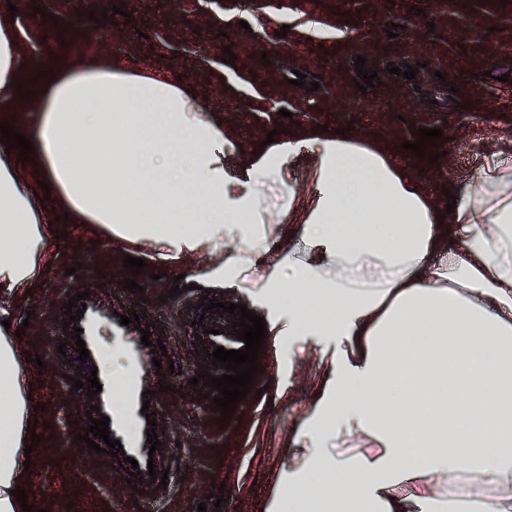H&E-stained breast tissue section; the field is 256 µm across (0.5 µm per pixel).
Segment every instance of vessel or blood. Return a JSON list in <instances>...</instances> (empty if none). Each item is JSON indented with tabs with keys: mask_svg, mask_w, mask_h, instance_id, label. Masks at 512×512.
<instances>
[{
	"mask_svg": "<svg viewBox=\"0 0 512 512\" xmlns=\"http://www.w3.org/2000/svg\"><path fill=\"white\" fill-rule=\"evenodd\" d=\"M197 299H186L181 303L183 324L203 320L212 332L204 336L203 343L208 349L224 347L228 350L242 349L243 344L236 337L223 335L225 320L218 314H202L197 308ZM136 309L135 304L123 293L112 287L105 286L90 296L86 302V310L79 321L78 329H66L63 339L66 343L65 352L72 366L83 369L97 367V378L102 386L101 392L95 396V404L102 415L109 419L111 439L121 442L122 448L118 457H123V464H116V457H107V465L117 466L120 475H128L132 469L146 471L154 467L158 476L171 469L172 462L163 457H149L147 434L150 427L142 410L144 399L142 389L148 384H157L156 368L152 362L150 348L144 347L141 334L133 326L119 323L120 316L130 315ZM112 338L123 352L126 370L123 377L116 378L103 371L105 355V338ZM83 340L90 356L80 360L75 350L76 340ZM156 480L144 481L143 493L137 501L141 512H156L155 493L159 487Z\"/></svg>",
	"mask_w": 512,
	"mask_h": 512,
	"instance_id": "obj_1",
	"label": "vessel or blood"
}]
</instances>
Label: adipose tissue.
I'll return each mask as SVG.
<instances>
[{"label":"adipose tissue","instance_id":"ef3b65f1","mask_svg":"<svg viewBox=\"0 0 512 512\" xmlns=\"http://www.w3.org/2000/svg\"><path fill=\"white\" fill-rule=\"evenodd\" d=\"M76 63L20 64L0 18V108L28 109L32 156L80 223L174 253L219 246L228 224L260 223L262 190L307 153L314 193L284 196L305 247L290 287L316 309L288 312L289 335L336 337L332 379L297 436L306 454L272 512H512V149L485 163L446 210L366 139L319 132L251 156L224 179L223 129L179 86L134 76L84 52L98 34L71 30ZM52 233L34 186L0 150V512L27 472L34 423L24 348L5 329L46 266ZM458 238L459 247L448 245ZM364 435L371 459L331 455L328 439ZM495 495L450 499L461 473Z\"/></svg>","mask_w":512,"mask_h":512}]
</instances>
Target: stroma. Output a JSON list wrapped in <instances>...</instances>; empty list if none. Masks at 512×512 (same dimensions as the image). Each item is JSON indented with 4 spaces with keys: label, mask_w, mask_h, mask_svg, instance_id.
Masks as SVG:
<instances>
[{
    "label": "stroma",
    "mask_w": 512,
    "mask_h": 512,
    "mask_svg": "<svg viewBox=\"0 0 512 512\" xmlns=\"http://www.w3.org/2000/svg\"><path fill=\"white\" fill-rule=\"evenodd\" d=\"M12 4L29 71L51 59L69 61L60 40L77 24L78 14L120 7L113 22L98 26L97 52L154 79L179 81L193 103L205 106L228 139V181L238 178L244 160L258 153L277 127L299 139L324 126L349 128L354 137L393 146L398 163L438 199L462 189L494 152L512 148V0H0V15ZM37 7L50 13L45 27L58 33V41H45L30 27ZM303 16L319 20L323 31L301 28ZM391 23L400 27L394 38L386 33ZM283 26L287 36L276 37ZM270 49L278 66L261 58ZM229 50L235 63L224 60ZM359 57L380 79L363 92L354 82ZM390 64L417 66L415 80L388 73ZM298 72L318 82V90L292 85ZM421 127L443 133L429 145L440 155L436 163L404 148L416 142ZM290 185L311 194L307 156H299L264 188L265 212L279 209ZM42 208L57 214L60 239L47 242L53 264L16 313L17 320L29 322L23 342L34 358L29 368L42 407L25 486L28 502L39 512H111L116 505L139 512L124 479L107 477L103 458L76 439L90 401L85 390L73 387L78 370L62 374L49 350L62 297L107 284L120 289L125 278H134L144 288L143 308L156 331L185 343L202 328L188 329L181 322L180 299L170 293L180 275L185 283L246 305L267 325H281L288 321V309L272 296L288 284L287 258L301 248V227L250 225L253 257L230 268L226 261L239 246L234 235H225L209 254L174 262L79 229L55 194L44 195ZM127 255L144 259V271L135 275L125 268ZM265 344L277 358L259 361L261 372L253 383L259 397H245L227 419L190 383L206 359L178 353L182 373L165 398L167 437L158 452L174 460L179 479L158 490L162 512H197L218 484L225 501L208 505L206 512H271L274 495L284 491L285 475L301 460L294 431L316 407L331 371L330 356L318 336H270Z\"/></svg>",
    "instance_id": "obj_1"
}]
</instances>
